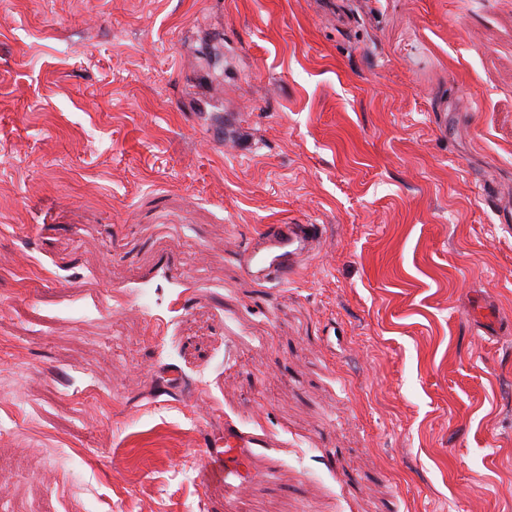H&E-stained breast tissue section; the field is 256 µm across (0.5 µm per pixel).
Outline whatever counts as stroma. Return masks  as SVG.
<instances>
[{
	"label": "stroma",
	"mask_w": 512,
	"mask_h": 512,
	"mask_svg": "<svg viewBox=\"0 0 512 512\" xmlns=\"http://www.w3.org/2000/svg\"><path fill=\"white\" fill-rule=\"evenodd\" d=\"M502 212L512 0H0V512H512ZM322 236L319 224H266L258 237L251 238L243 253L246 269L267 281L291 280L318 248ZM270 248L281 253L267 264L264 252ZM261 445L258 441L252 438H246L239 435L229 427L224 428V450L212 452L208 456V463L210 468L216 470L220 477L226 478L232 474L238 476L239 473L236 469L229 466H224V459L238 457L241 448H256Z\"/></svg>",
	"instance_id": "1"
}]
</instances>
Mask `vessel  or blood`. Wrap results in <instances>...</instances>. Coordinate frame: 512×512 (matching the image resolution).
Masks as SVG:
<instances>
[{
    "label": "vessel or blood",
    "mask_w": 512,
    "mask_h": 512,
    "mask_svg": "<svg viewBox=\"0 0 512 512\" xmlns=\"http://www.w3.org/2000/svg\"><path fill=\"white\" fill-rule=\"evenodd\" d=\"M323 231L318 224H268L261 234L251 238L244 253L246 269L261 279L283 282L293 279L321 243ZM254 439L232 429L224 431V448L208 457L210 468L220 476L231 469L227 459L239 456L241 449L255 447Z\"/></svg>",
    "instance_id": "b4317fda"
}]
</instances>
